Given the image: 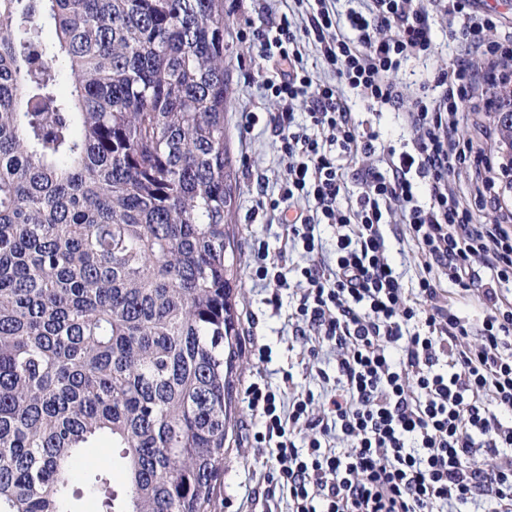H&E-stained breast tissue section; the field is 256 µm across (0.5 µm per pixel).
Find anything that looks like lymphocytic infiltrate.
<instances>
[{
  "mask_svg": "<svg viewBox=\"0 0 512 512\" xmlns=\"http://www.w3.org/2000/svg\"><path fill=\"white\" fill-rule=\"evenodd\" d=\"M339 15L330 0H305L303 17L254 0L260 25L242 37L271 63L263 83L274 103L259 120L279 141L284 174L277 195L256 207L284 224L278 253L254 237L250 276L294 288L288 315L312 337L309 365L323 348L336 371H319L326 391L282 387L256 377L243 400L257 419L251 438L273 460L264 481L288 497L289 512H512V225L477 224L448 178L477 147L460 141L465 102L485 92L470 66L478 55L493 70L512 61V46L488 40L496 15L477 0H360ZM446 17L459 55L417 92L394 78L403 64L430 56L434 25ZM314 43L333 81L314 83L300 46ZM367 111L401 112L414 135L406 150L381 151L361 131L350 98ZM361 162V188L345 200L347 158ZM399 212L402 235L417 248L422 273L407 291L386 234ZM336 239L326 250L321 226ZM305 266L289 270L288 255ZM296 280H289V273ZM476 300L463 312L446 285ZM496 452L478 463L480 449Z\"/></svg>",
  "mask_w": 512,
  "mask_h": 512,
  "instance_id": "lymphocytic-infiltrate-1",
  "label": "lymphocytic infiltrate"
}]
</instances>
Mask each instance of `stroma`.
Masks as SVG:
<instances>
[{"mask_svg": "<svg viewBox=\"0 0 512 512\" xmlns=\"http://www.w3.org/2000/svg\"><path fill=\"white\" fill-rule=\"evenodd\" d=\"M254 15L252 0H224V67L231 102L224 115V128L235 183L229 227L233 234L234 257L240 262L243 273L233 296L241 344L234 387L238 404L224 454V477L217 487L213 512H288L287 498L278 496L269 502L264 497L261 474L266 455L262 449L250 445L254 418L241 402L244 388L260 372L272 384H281L282 375L287 371L293 373L299 386L314 390L321 386L320 379L306 367L303 339L297 336L294 325L288 321L287 306L292 300L291 291H282L281 307H273L269 303L270 289L252 280L248 273L252 260L249 252L251 234L263 237L270 251L274 252L278 250L285 233L280 224L270 223L268 216L251 213L257 198V178H264L267 191L273 193L283 173L279 143L272 127L261 122L247 131L242 123L243 113L269 112L273 109L263 96L262 82L267 70L259 50L237 36L245 19ZM448 27L447 20L439 21L435 28L434 57L426 62L409 64L399 72L400 81L415 85L430 79L436 67L452 62L456 51L454 42L448 36ZM488 112L485 98L474 100L467 120L458 128V135L466 140L476 136V129H483V136L476 137L480 139L489 166L494 168L498 162L490 147L495 126ZM257 344L269 348L271 360L268 364L256 363L253 347Z\"/></svg>", "mask_w": 512, "mask_h": 512, "instance_id": "35a3bbf8", "label": "stroma"}]
</instances>
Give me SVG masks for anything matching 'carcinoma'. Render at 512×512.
Here are the masks:
<instances>
[{"instance_id":"carcinoma-1","label":"carcinoma","mask_w":512,"mask_h":512,"mask_svg":"<svg viewBox=\"0 0 512 512\" xmlns=\"http://www.w3.org/2000/svg\"><path fill=\"white\" fill-rule=\"evenodd\" d=\"M490 105L508 178V81ZM227 106L224 0H0V512H211L239 357Z\"/></svg>"}]
</instances>
